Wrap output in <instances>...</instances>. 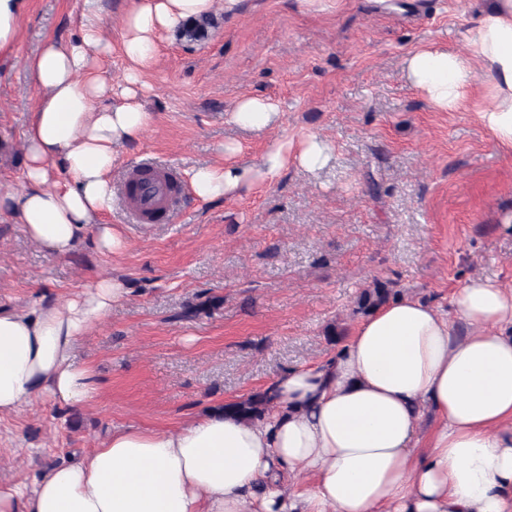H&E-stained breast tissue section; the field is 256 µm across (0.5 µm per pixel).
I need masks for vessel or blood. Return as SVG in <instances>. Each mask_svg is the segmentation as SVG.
<instances>
[{
	"label": "vessel or blood",
	"mask_w": 512,
	"mask_h": 512,
	"mask_svg": "<svg viewBox=\"0 0 512 512\" xmlns=\"http://www.w3.org/2000/svg\"><path fill=\"white\" fill-rule=\"evenodd\" d=\"M131 190L124 195L130 223L141 229L155 224L175 223L180 214V199L176 188L180 176L175 168L152 162L147 172L132 170L128 175Z\"/></svg>",
	"instance_id": "vessel-or-blood-1"
}]
</instances>
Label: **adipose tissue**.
<instances>
[{"mask_svg": "<svg viewBox=\"0 0 512 512\" xmlns=\"http://www.w3.org/2000/svg\"><path fill=\"white\" fill-rule=\"evenodd\" d=\"M125 3L120 45L86 0L79 37L47 40L25 62L40 95L23 134L20 186L0 195V213L58 258L88 239L103 253L126 249L105 216L117 149L152 122L144 97L154 36L208 15L215 0ZM463 40L461 53L410 51L405 76L443 112L479 94L478 120L510 151L512 0H483ZM115 51L127 62L117 83L103 66ZM278 116L272 101L250 98L230 120L264 129ZM235 153L194 170L199 198L238 196L292 161L317 170L332 148L316 136L276 140L257 167L234 162ZM127 293L109 274L70 296L0 308V416L43 392L72 407L92 400L94 369L76 367L72 352ZM271 387V411L253 422L215 409L174 430H114L78 459L0 484V512H512V288L475 275L446 310L401 294L326 362L285 370ZM428 413L435 424L426 430Z\"/></svg>", "mask_w": 512, "mask_h": 512, "instance_id": "obj_1", "label": "adipose tissue"}]
</instances>
